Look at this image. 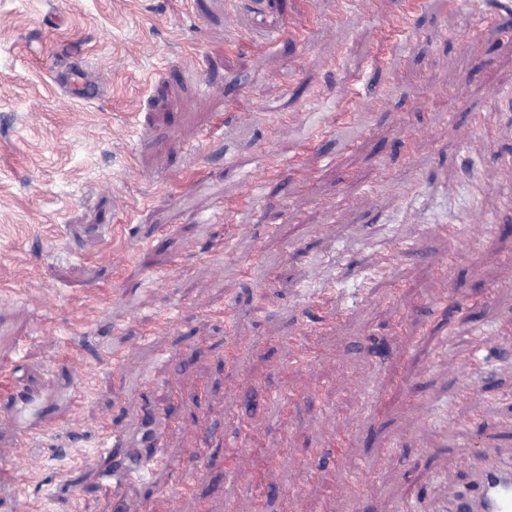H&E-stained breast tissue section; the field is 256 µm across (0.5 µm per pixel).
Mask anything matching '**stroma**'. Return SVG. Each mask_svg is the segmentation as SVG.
Masks as SVG:
<instances>
[{
	"label": "stroma",
	"instance_id": "35a3bbf8",
	"mask_svg": "<svg viewBox=\"0 0 512 512\" xmlns=\"http://www.w3.org/2000/svg\"><path fill=\"white\" fill-rule=\"evenodd\" d=\"M336 6L0 0V467L18 427L45 432L0 512L19 497L43 512H229L254 492L259 455L277 491L266 512L289 491L291 512L413 497L438 512L478 442L512 456V116L472 93L512 92V14L489 26L464 0H423L391 38L352 2L327 26ZM73 64L104 96L62 91L54 75ZM353 87L385 99L356 105ZM476 114L493 141L469 132ZM242 156L282 172L249 194ZM448 223L463 235L445 279L432 228ZM169 314L173 329L144 330ZM304 333L314 355L300 364L287 339ZM478 342L483 362L466 365ZM107 346L132 350L129 371L98 360ZM171 381L177 396L143 426L148 383ZM293 392L258 407L256 448L225 456L245 396ZM147 432L172 468L114 479L113 446L149 456ZM358 479L360 501L323 504L320 484Z\"/></svg>",
	"mask_w": 512,
	"mask_h": 512
}]
</instances>
